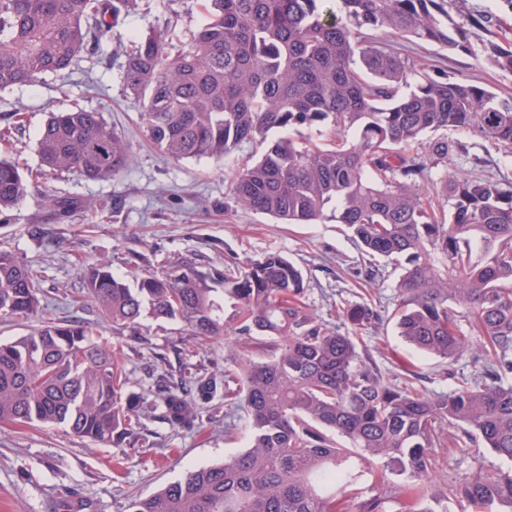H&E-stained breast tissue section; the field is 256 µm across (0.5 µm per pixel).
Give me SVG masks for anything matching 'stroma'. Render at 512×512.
Wrapping results in <instances>:
<instances>
[{"label":"stroma","mask_w":512,"mask_h":512,"mask_svg":"<svg viewBox=\"0 0 512 512\" xmlns=\"http://www.w3.org/2000/svg\"><path fill=\"white\" fill-rule=\"evenodd\" d=\"M206 5V0H139L138 10L122 16L102 38L98 53L83 55L68 70L0 91V157L17 162L30 182L18 205L0 215V251L39 271L40 297L53 316L95 324L138 380L151 370L177 373L183 363L205 373L223 370L224 340L199 345L181 322L160 331L148 317L137 334L115 333L92 302L75 300L87 269L107 262L125 271L132 252L143 254L154 270L177 260L206 270L279 254L302 270L305 302L318 319L338 324V309L363 303L380 314L379 324L363 333L358 346L386 382H411L428 395L448 390L453 376L472 373V361L465 356L447 364L399 336L391 318L398 276L392 266L365 285L357 274L364 257L332 218L283 224L236 208L231 183L243 164L262 153L263 144L244 145L219 165L207 158L165 159L147 140L125 92V58L115 49L151 29L163 31L172 45L188 43L206 20ZM462 6L470 19L468 51L396 38L392 46L418 63L422 75H444L512 97V72L484 57L488 42L512 41V0H463ZM77 107L102 113L124 132L131 159L116 177L95 181L42 167L36 142L49 113ZM448 136L467 147L466 156L453 160L454 168L512 186V147L461 131ZM54 198L73 199L81 207L63 220L50 204ZM35 224L41 237L30 234ZM160 353L167 354V363L156 362ZM142 424L152 445L107 446L59 427L0 424V512H125L132 497L150 496L185 471L223 462L246 447L244 431L225 433L220 421L173 429L149 416Z\"/></svg>","instance_id":"1"}]
</instances>
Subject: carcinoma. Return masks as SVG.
I'll return each instance as SVG.
<instances>
[{"label":"carcinoma","mask_w":512,"mask_h":512,"mask_svg":"<svg viewBox=\"0 0 512 512\" xmlns=\"http://www.w3.org/2000/svg\"><path fill=\"white\" fill-rule=\"evenodd\" d=\"M326 2L208 0L186 49L171 51L156 31L131 45L127 93L167 158L221 163L245 143L266 144L236 172V207L287 224L316 223L332 208L361 251L400 269L399 335L450 365L468 355L481 368L434 396L385 382L356 342L379 314L365 304L338 311L346 332L318 320L303 302L302 271L279 254L209 271L179 261L161 273L135 255L131 282L108 263L84 277L83 292L113 330H136L146 313L182 321L199 344L222 336L231 353L219 374L184 366L175 380L151 374L134 384L91 326L45 316L37 274L1 251L0 318L41 321L0 343V423L63 426L120 445L157 410L173 429L221 416L232 427L235 403L244 413L242 453L132 498L127 512H336V492L360 485L374 465L404 485H385L358 512H386L403 492L410 512H447L428 502L450 493L471 512H512V468L449 479L439 456L457 428L460 454L482 442L512 462V189L448 170L461 142L423 140L462 130L512 145V100L445 77L419 81L416 64L382 41L467 50L448 0H336L335 11ZM138 6L0 0V91L69 69ZM485 59L512 71L509 45L489 42ZM313 127L326 128L329 143L304 133ZM37 153L45 168L89 180H109L130 161L123 134L83 109L51 114ZM26 192L18 166L0 159V215Z\"/></svg>","instance_id":"cac0c4a2"}]
</instances>
